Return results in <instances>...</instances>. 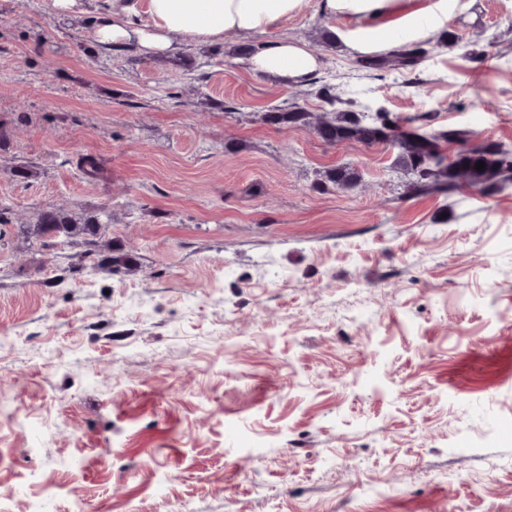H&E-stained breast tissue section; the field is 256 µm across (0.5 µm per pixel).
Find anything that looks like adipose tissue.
Segmentation results:
<instances>
[{
	"label": "adipose tissue",
	"instance_id": "adipose-tissue-1",
	"mask_svg": "<svg viewBox=\"0 0 512 512\" xmlns=\"http://www.w3.org/2000/svg\"><path fill=\"white\" fill-rule=\"evenodd\" d=\"M311 3L339 20L337 42L362 55L424 40L463 9L461 0H110L95 35L107 48L122 44L165 54L180 38L214 44L229 33L267 31ZM247 65L253 73L296 82L308 79L319 61L305 44L277 39L258 46Z\"/></svg>",
	"mask_w": 512,
	"mask_h": 512
}]
</instances>
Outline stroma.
<instances>
[{
  "instance_id": "35a3bbf8",
  "label": "stroma",
  "mask_w": 512,
  "mask_h": 512,
  "mask_svg": "<svg viewBox=\"0 0 512 512\" xmlns=\"http://www.w3.org/2000/svg\"><path fill=\"white\" fill-rule=\"evenodd\" d=\"M81 2L0 0V512H512V183L413 190L389 143L264 119L328 111L327 84L512 144V0L379 74L312 6L148 59L97 48L106 2ZM287 38L304 83L238 53ZM47 206L111 210L125 269L28 239Z\"/></svg>"
}]
</instances>
